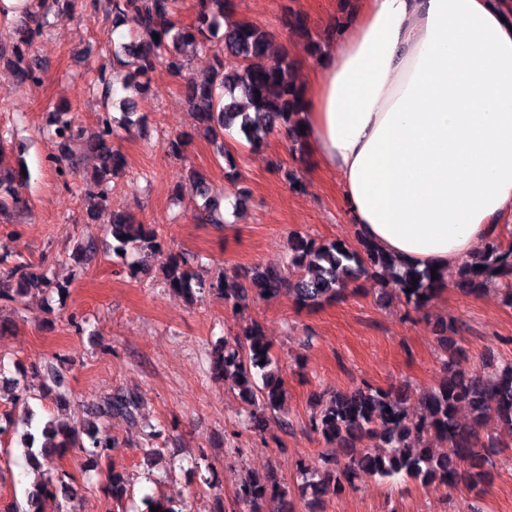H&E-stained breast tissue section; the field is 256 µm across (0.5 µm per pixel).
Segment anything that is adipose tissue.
<instances>
[{
    "mask_svg": "<svg viewBox=\"0 0 512 512\" xmlns=\"http://www.w3.org/2000/svg\"><path fill=\"white\" fill-rule=\"evenodd\" d=\"M303 92L356 232L448 272L512 223V0H363Z\"/></svg>",
    "mask_w": 512,
    "mask_h": 512,
    "instance_id": "1",
    "label": "adipose tissue"
}]
</instances>
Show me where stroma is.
Listing matches in <instances>:
<instances>
[{
    "label": "stroma",
    "instance_id": "1",
    "mask_svg": "<svg viewBox=\"0 0 512 512\" xmlns=\"http://www.w3.org/2000/svg\"><path fill=\"white\" fill-rule=\"evenodd\" d=\"M360 7V0H235L234 17L270 32L274 51L287 54L302 85L312 77L310 45L323 42L331 24ZM293 11L306 16V31L289 25ZM47 22L46 36L32 51L45 69L42 81L18 84L9 63L0 61V168L16 171L28 201L12 221H0V262L10 266L21 257L44 266L55 286L0 303V378L27 385L42 420L82 418L84 406L123 389L137 396L143 421L157 434L144 440L124 418L113 417L105 431L116 447L97 460L76 450L65 454L59 465L72 475L74 491L55 492L43 512H148L155 497L185 512H212L218 493L224 512H247L236 492L249 474L268 470L285 483L293 512H470L474 503L482 512H512L510 448L489 461L491 479L477 500L462 488L366 475L309 509L297 464L317 463L330 450L309 428L318 397L364 382L383 389L406 386L416 396L434 388L443 374L436 329L446 324L456 329L467 367L479 369L512 354V306L494 286L478 295L449 286L427 307L410 312L399 301L381 299L367 280L341 300L303 311L285 293L251 298L236 311L216 292L191 306L171 299L152 273L173 252L193 256L195 272L207 279L220 267L234 274L283 266L293 231L356 245L336 180L311 162H297L281 134L252 151L237 136L217 143L196 133V117L179 83L160 67L138 99L144 124L115 141L126 172L111 183L107 203H100L91 193L100 161L83 143L72 146V173L57 174L51 163L58 153L53 120L65 108L84 129L95 130L101 109L96 72L112 64L116 29L102 13L63 20L51 13ZM182 132L192 140L176 157L166 142ZM225 149L239 156L249 191L245 208L221 229L194 223L200 197L190 171L203 176L211 197L235 194L224 176ZM279 164L297 169L303 191L281 179ZM112 209L129 211L156 230L161 246L152 254L150 272L132 275L113 254ZM81 243L96 250L77 268L70 255ZM254 320L262 324L288 384L284 411L269 416L260 432L246 428L245 405L210 370L219 339ZM50 362L72 392L69 408L57 406L44 377ZM113 470L130 487L119 504L105 493ZM29 473L22 451L0 443L1 504L25 501Z\"/></svg>",
    "mask_w": 512,
    "mask_h": 512
}]
</instances>
